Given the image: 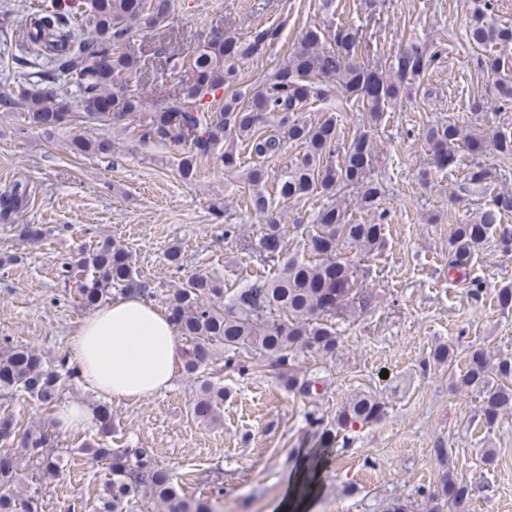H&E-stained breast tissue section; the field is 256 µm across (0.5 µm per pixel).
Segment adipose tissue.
I'll use <instances>...</instances> for the list:
<instances>
[{
  "label": "adipose tissue",
  "instance_id": "1",
  "mask_svg": "<svg viewBox=\"0 0 512 512\" xmlns=\"http://www.w3.org/2000/svg\"><path fill=\"white\" fill-rule=\"evenodd\" d=\"M177 351L169 318L136 297L115 300L84 319L69 346L80 383L116 401L168 388Z\"/></svg>",
  "mask_w": 512,
  "mask_h": 512
}]
</instances>
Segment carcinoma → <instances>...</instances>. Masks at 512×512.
I'll list each match as a JSON object with an SVG mask.
<instances>
[{
  "mask_svg": "<svg viewBox=\"0 0 512 512\" xmlns=\"http://www.w3.org/2000/svg\"><path fill=\"white\" fill-rule=\"evenodd\" d=\"M174 11V0H53L43 9H32L17 22L16 33L27 51L13 58L23 80L0 85V102L24 110L30 124L51 136L61 129L76 133L70 141L75 154H105L112 142L87 135L93 126L123 124L133 127L142 143L183 148L180 175L197 172L198 161L214 155L224 171L247 186V209L266 218L256 241L241 238L237 224L224 225V239L236 243L264 268L277 272L259 274L242 288L229 291L207 275L187 277L168 297L169 319L189 346L182 353L183 371L199 385L191 404L196 420L218 421L227 394L224 385L205 375L206 367L223 362L224 370L240 378L265 367L290 393L314 399L324 379L296 369L300 353L331 357L341 341L336 318L367 304L358 282V266L352 252L370 254L384 239L385 225L360 222L350 208L377 210L382 197L379 184L367 179L372 162L369 129L378 126L384 112L394 106L428 69L431 57L413 40L404 44L384 73L365 67L370 41L358 26L328 18L322 27L308 29L294 51L271 74H261L248 89L240 84V62L260 56L281 38V26L259 25L242 38L229 31L213 30L210 38L189 59L167 47L151 57L164 59L166 72L176 83L171 96L152 100L144 111L147 85L140 82L141 58L126 51L135 32L162 25ZM468 40L482 49H498L483 55L482 64L495 78L496 97L512 102V27L499 24L494 0H470ZM67 78L78 91L71 101L52 87ZM335 91L340 101H353L365 112L368 131L350 145L339 143L337 116L324 112L314 120L308 106ZM431 147L429 168L445 170L457 164L459 155L486 150L502 158L512 157V127H496L478 133L450 121L427 129ZM246 145L252 165L241 168L238 144ZM294 144L301 153L284 176L268 191V164ZM33 190L18 182L0 195V220L15 221L30 202ZM328 203L312 223L302 228V248L283 256L288 209L314 196ZM502 195L493 205L475 212L456 225L448 245V271L470 286L471 295H482L481 284L469 278V266L480 252L488 233L502 224L512 204ZM310 252L313 259L305 257ZM58 277L77 289L86 308L104 306L112 293L148 296L150 285L138 278L128 252L104 240L79 255L64 259ZM76 377L66 361L50 366L28 346L0 347V399L9 405L28 395L42 406L58 402L67 382ZM455 390L480 394L482 419L493 427L499 415L512 409V357L492 356L477 348L464 371L452 383ZM385 404L360 393L348 400L328 426L311 413L307 425L320 446L354 426L378 422ZM99 439L84 451L106 465L111 478L103 483L95 512H123L125 505L149 498L159 512H218L223 490L209 496L184 493L179 475L162 467L147 448H114L112 411L95 407ZM49 429L36 428L19 435L0 427V512H38L39 497L13 491L21 481L16 451L32 460L42 475H56L59 461ZM440 488L427 494L430 512L451 504L466 512L469 487L455 469L444 470Z\"/></svg>",
  "mask_w": 512,
  "mask_h": 512,
  "instance_id": "cac0c4a2",
  "label": "carcinoma"
}]
</instances>
